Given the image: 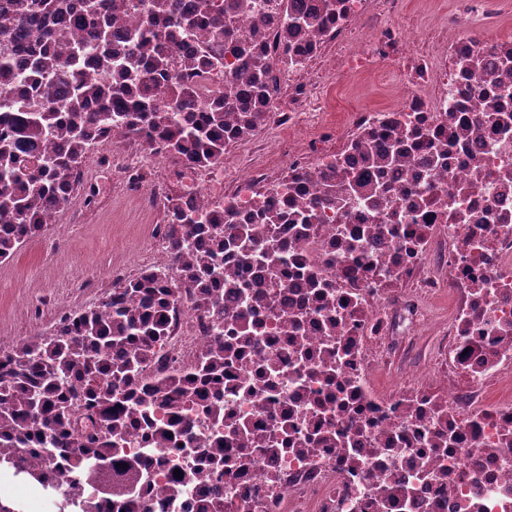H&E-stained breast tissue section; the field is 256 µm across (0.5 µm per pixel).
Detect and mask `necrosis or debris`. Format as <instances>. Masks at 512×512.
I'll use <instances>...</instances> for the list:
<instances>
[{"label": "necrosis or debris", "mask_w": 512, "mask_h": 512, "mask_svg": "<svg viewBox=\"0 0 512 512\" xmlns=\"http://www.w3.org/2000/svg\"><path fill=\"white\" fill-rule=\"evenodd\" d=\"M223 5L232 33L198 23L156 83L225 110L223 159L172 182L224 212V323L153 225L170 328L116 458L148 461L153 512H202L217 484L220 512H512V0L430 25L405 0ZM376 73L397 101L334 119L330 90ZM126 160L118 193L151 209L157 154L138 137ZM217 349L221 395L186 408L191 437L159 434L154 389Z\"/></svg>", "instance_id": "4bbe7bcc"}]
</instances>
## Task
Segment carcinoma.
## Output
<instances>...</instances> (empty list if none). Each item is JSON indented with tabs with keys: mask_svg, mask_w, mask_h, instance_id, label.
<instances>
[{
	"mask_svg": "<svg viewBox=\"0 0 512 512\" xmlns=\"http://www.w3.org/2000/svg\"><path fill=\"white\" fill-rule=\"evenodd\" d=\"M127 0H81L82 15H71L72 0H6L0 4V262L13 257L26 239L44 232L53 213L71 196L70 176L88 152L92 132L125 124L137 135L143 129L160 145L175 167L215 163L224 157V112L199 119L189 87L172 94L177 109L157 101L155 75L171 68L165 43L187 37L196 19L181 11L180 0H139L143 25L125 35L129 44L123 61L113 67L110 16ZM196 15L218 35L224 34V9L213 0H197ZM53 15L68 25L89 23L96 28V47L69 43L65 51L47 48L31 55L29 67L42 76L64 74L73 91L60 112L52 104L33 111L15 99L19 77L13 62L15 45L62 39L40 25ZM95 60L97 74L82 71L85 55ZM47 141L44 155L32 148ZM171 213L168 230L173 262L184 261L186 288L198 289L201 304L224 319L217 289L224 286V214L203 215L166 197ZM150 272L115 286L98 304L73 322L58 324L36 343L13 348L8 367L0 372V467L61 493L60 508L101 512V499L112 498V484L101 480L115 465L112 433L130 412L135 366L147 358L169 327L168 292ZM224 350L213 355L206 371L211 385L221 386ZM156 400L178 409L188 398L204 400L192 379L158 386ZM24 448L26 454L5 452Z\"/></svg>",
	"mask_w": 512,
	"mask_h": 512,
	"instance_id": "cac0c4a2",
	"label": "carcinoma"
}]
</instances>
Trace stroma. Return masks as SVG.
Returning <instances> with one entry per match:
<instances>
[{
	"instance_id": "35a3bbf8",
	"label": "stroma",
	"mask_w": 512,
	"mask_h": 512,
	"mask_svg": "<svg viewBox=\"0 0 512 512\" xmlns=\"http://www.w3.org/2000/svg\"><path fill=\"white\" fill-rule=\"evenodd\" d=\"M399 88L392 77L346 78L335 93L338 112L355 105L395 102ZM156 216L131 199L113 200L76 224L56 218L41 234L25 240L14 256L0 262V334L24 340L46 336L56 317L40 310L39 301L54 300L66 311L79 285L95 280L98 293L112 285L111 270L123 264L136 268L146 234Z\"/></svg>"
}]
</instances>
